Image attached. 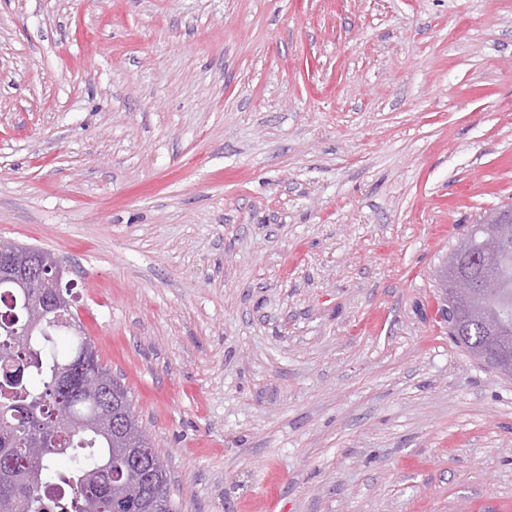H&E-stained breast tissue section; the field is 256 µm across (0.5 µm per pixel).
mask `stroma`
<instances>
[{
  "label": "stroma",
  "mask_w": 512,
  "mask_h": 512,
  "mask_svg": "<svg viewBox=\"0 0 512 512\" xmlns=\"http://www.w3.org/2000/svg\"><path fill=\"white\" fill-rule=\"evenodd\" d=\"M512 204V0H0V239L50 250L178 512L512 504L437 269Z\"/></svg>",
  "instance_id": "obj_1"
}]
</instances>
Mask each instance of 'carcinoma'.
Listing matches in <instances>:
<instances>
[{
  "mask_svg": "<svg viewBox=\"0 0 512 512\" xmlns=\"http://www.w3.org/2000/svg\"><path fill=\"white\" fill-rule=\"evenodd\" d=\"M496 306L507 321L491 336L469 321L465 309L448 308V324L459 332L454 343L499 374L509 372L481 357L495 347L512 354V248L499 256L495 271ZM69 282L54 287L43 281L25 300L21 289L0 286V311L14 331L0 327V357L21 364L19 376L0 377V463L10 473L0 474V512H177L167 466L142 429L127 388L103 366L98 354L84 356L91 340L80 330L77 314L65 313L69 324L55 322L56 312L45 310V334L23 335L30 311L58 293L72 295ZM71 362L82 373L117 388L98 399L85 389L63 390L59 368ZM71 406L80 423L67 430L55 426L53 416Z\"/></svg>",
  "mask_w": 512,
  "mask_h": 512,
  "instance_id": "1",
  "label": "carcinoma"
}]
</instances>
